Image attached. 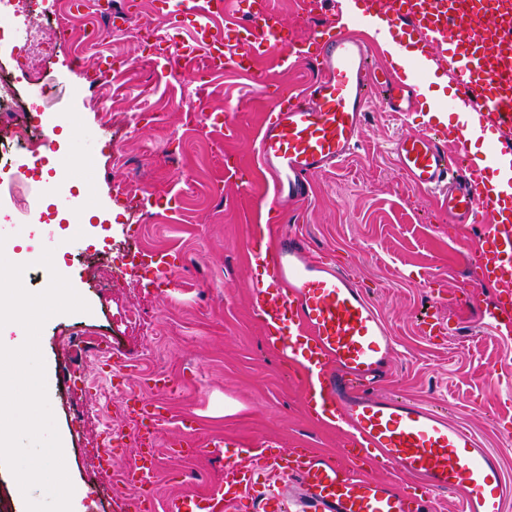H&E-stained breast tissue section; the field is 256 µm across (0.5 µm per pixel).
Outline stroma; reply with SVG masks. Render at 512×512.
I'll list each match as a JSON object with an SVG mask.
<instances>
[{
	"label": "stroma",
	"instance_id": "1",
	"mask_svg": "<svg viewBox=\"0 0 512 512\" xmlns=\"http://www.w3.org/2000/svg\"><path fill=\"white\" fill-rule=\"evenodd\" d=\"M43 35L54 47L42 64L39 81L13 70L22 96L39 95L45 107L63 113L54 131L51 165L64 167L86 188L81 235H71V211L64 197L43 199L48 214L33 224L28 207L39 178L7 169L0 172V235L27 233L36 249L52 248L53 261L70 271L73 288L88 303L85 312L57 314L44 324L40 349L48 399L58 432L68 437L64 462L72 484L84 490L75 512H114L113 501L134 488L113 479L112 493L99 495L93 483L106 454L134 461L137 435L123 417L125 392L169 406L157 436L155 476L147 487L153 512H163L175 495L200 492L224 477V458L200 450L174 454L171 441L189 423L199 442L273 439L282 448H312L335 453L342 443L336 429L312 420L295 373L268 343L253 316L254 267L245 242L261 234L266 222L253 198L224 176L225 159L252 161V149L265 120L263 87L283 93L310 79L303 63L279 67L266 57L253 61L251 74L227 72L202 78L185 69L173 80L160 65L143 58L133 36L108 39L104 51L130 62L111 83H95L92 65L73 61L71 47L54 41L67 0H36ZM320 17L334 25L374 36V66L394 70L399 61L416 64L420 109L408 118L388 111L380 93L371 96L362 137L350 158L335 171L315 176L309 202L298 211L297 226L316 251L331 255L367 289L396 340L397 350L381 391L445 412L449 421L470 427L484 447L496 452L512 480V440L493 428L512 426V336L493 337L477 330L478 310L461 305L469 254L462 232L449 224L434 195L409 189L391 152L393 141L422 129L431 105L443 104L454 84L442 56L424 49L417 32L367 21L355 0H325ZM152 83L149 97L132 94L137 81ZM81 87L73 95V87ZM112 97V124L103 126L99 98ZM233 114L236 130L225 136L222 124ZM149 190L153 215L132 206L121 190L128 174ZM171 255L177 285L159 291L145 271L132 264L130 247ZM432 269L442 278L443 301H430L418 275ZM449 322L454 331L428 338L426 313ZM103 334L132 357L136 367L121 391L104 398L108 377L84 366L75 352L76 337ZM80 368L71 395L58 364ZM170 377L172 389H154L155 374ZM97 409L83 428L73 418L85 406ZM121 439L112 451L96 445L104 426Z\"/></svg>",
	"mask_w": 512,
	"mask_h": 512
}]
</instances>
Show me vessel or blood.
Instances as JSON below:
<instances>
[{
    "mask_svg": "<svg viewBox=\"0 0 512 512\" xmlns=\"http://www.w3.org/2000/svg\"><path fill=\"white\" fill-rule=\"evenodd\" d=\"M177 23L192 27L182 60L205 56L207 74L245 71L255 55H270L279 66L304 61L315 71L310 86L296 94L269 98L267 119L255 148L259 172L273 182L260 207L276 211L277 223L246 247L262 258L252 279L255 315L270 344L302 378L309 409L321 423L336 426L346 439L336 455L303 448L289 453L272 444L251 447L210 438L212 454L224 455V481L201 493L177 495L165 512H233L248 502L251 512H430L432 497L453 493L459 512H503L506 496L497 455L481 446L467 427L441 412L396 396L377 394L389 375L396 343L366 289L348 271L322 260L308 236L291 225L287 204L308 199L311 180L337 166L356 148L372 89H382L387 108L411 112L418 88L399 74L372 68L369 45L360 34L322 25L316 53H305L283 35L281 21L265 7L238 24L229 41L212 18L224 0H171ZM485 0H391V25L410 24L425 43H453L448 72L467 113L455 132L425 128L400 136L392 152L409 186L443 196L449 223L480 224L483 238L473 248L472 278L501 285L495 304L478 319L482 333L512 334V27L485 17ZM488 136L482 155L470 154L468 137ZM158 284L170 285L167 256L138 255ZM167 409L132 395L125 418L137 427L136 461L124 470L129 485L149 483L156 460V435ZM379 459L388 477L368 473L362 459ZM288 478L292 494L259 493L256 475ZM415 493H405L402 483Z\"/></svg>",
    "mask_w": 512,
    "mask_h": 512,
    "instance_id": "vessel-or-blood-1",
    "label": "vessel or blood"
}]
</instances>
